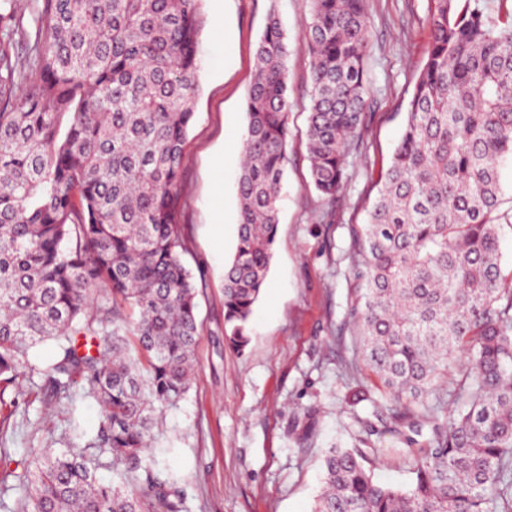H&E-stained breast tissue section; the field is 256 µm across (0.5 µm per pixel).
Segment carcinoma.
Masks as SVG:
<instances>
[{"instance_id":"obj_1","label":"carcinoma","mask_w":512,"mask_h":512,"mask_svg":"<svg viewBox=\"0 0 512 512\" xmlns=\"http://www.w3.org/2000/svg\"><path fill=\"white\" fill-rule=\"evenodd\" d=\"M201 0H0V379L56 344L42 376L102 411L81 448L18 473L13 512H188L146 458L157 410L190 387L198 285L179 257ZM431 44L366 223L350 318L402 428L431 426L408 487L330 448L311 512H512V282L501 271L500 165L512 159V0H430ZM306 130L315 189L336 201L370 94L368 0H310ZM288 41L270 9L247 97L225 341L247 347L278 232ZM448 380L452 407L436 385ZM434 401H429V398ZM305 409L298 437L308 439ZM111 458L120 480L103 483Z\"/></svg>"}]
</instances>
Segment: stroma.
Wrapping results in <instances>:
<instances>
[{
	"label": "stroma",
	"mask_w": 512,
	"mask_h": 512,
	"mask_svg": "<svg viewBox=\"0 0 512 512\" xmlns=\"http://www.w3.org/2000/svg\"><path fill=\"white\" fill-rule=\"evenodd\" d=\"M429 0H370L365 69L371 120L364 145L351 148L348 179L335 204L309 178L306 151L309 0H202L200 90L184 145V207L179 255L201 290V339L195 377L184 398L157 417L149 455L155 471L179 482L189 512H311L327 448L360 446L366 425L381 448L378 481L409 485L427 436L404 445L384 408L355 401L356 387L379 388L364 362L347 367L359 339L348 312L360 297L351 230L364 223L377 178L397 146L407 101L426 57ZM288 35L291 134L274 258L237 352L224 341V268L237 236V177L247 125V95L269 10ZM55 357L46 343L30 352L16 382L0 381V448L31 462L44 448L85 444L101 409L81 393L64 397L40 372ZM316 411L307 444L296 425Z\"/></svg>",
	"instance_id": "obj_1"
}]
</instances>
